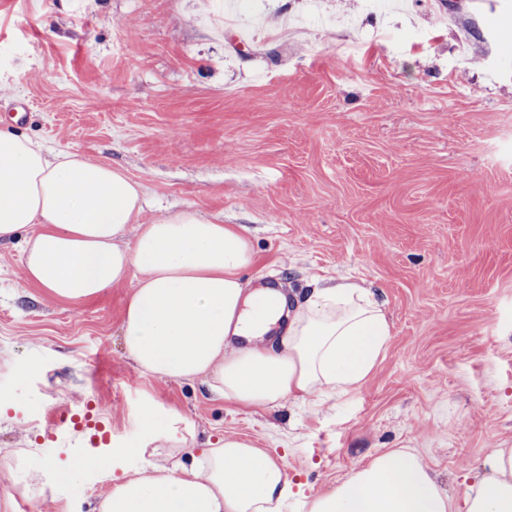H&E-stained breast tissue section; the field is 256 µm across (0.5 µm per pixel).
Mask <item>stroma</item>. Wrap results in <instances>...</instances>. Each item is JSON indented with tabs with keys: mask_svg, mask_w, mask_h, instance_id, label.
Returning <instances> with one entry per match:
<instances>
[{
	"mask_svg": "<svg viewBox=\"0 0 512 512\" xmlns=\"http://www.w3.org/2000/svg\"><path fill=\"white\" fill-rule=\"evenodd\" d=\"M0 0V120L143 184L145 219L193 208L246 225L245 276L369 288L393 324L353 398L240 409L197 381L142 374L124 351L130 285L51 300L0 246V499L15 512H91L139 467V419L178 410L199 441L233 435L277 456L304 494L370 455L416 452L463 498L512 448V0ZM93 405L112 433L91 454L50 438ZM79 469L77 480L63 471Z\"/></svg>",
	"mask_w": 512,
	"mask_h": 512,
	"instance_id": "stroma-1",
	"label": "stroma"
}]
</instances>
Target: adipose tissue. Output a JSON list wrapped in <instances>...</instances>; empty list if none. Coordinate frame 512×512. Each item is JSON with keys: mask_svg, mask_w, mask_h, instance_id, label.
Wrapping results in <instances>:
<instances>
[{"mask_svg": "<svg viewBox=\"0 0 512 512\" xmlns=\"http://www.w3.org/2000/svg\"><path fill=\"white\" fill-rule=\"evenodd\" d=\"M143 185L120 169L0 129V243L23 239L25 279L55 300L132 282L121 336L147 375L197 380L243 409L358 392L386 355L391 324L370 289L338 283L289 296L242 277L247 229L184 209L143 221ZM141 469L114 479L93 512H276L285 467L251 441L197 444L178 411L140 421ZM462 501L421 459L370 456L305 512H512V448L492 449Z\"/></svg>", "mask_w": 512, "mask_h": 512, "instance_id": "obj_1", "label": "adipose tissue"}]
</instances>
